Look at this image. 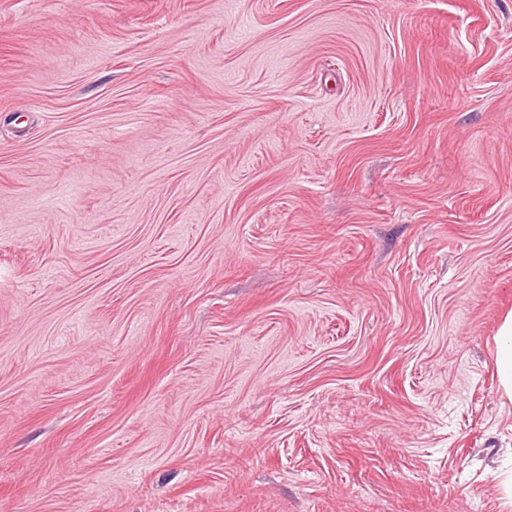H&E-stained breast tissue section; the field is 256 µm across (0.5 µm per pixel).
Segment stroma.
<instances>
[{"instance_id":"obj_1","label":"stroma","mask_w":512,"mask_h":512,"mask_svg":"<svg viewBox=\"0 0 512 512\" xmlns=\"http://www.w3.org/2000/svg\"><path fill=\"white\" fill-rule=\"evenodd\" d=\"M512 0H0V512H512ZM494 363L499 388L512 400V313L504 317L498 329Z\"/></svg>"}]
</instances>
